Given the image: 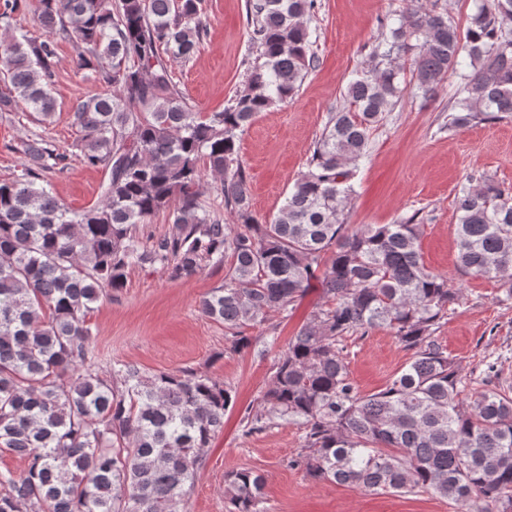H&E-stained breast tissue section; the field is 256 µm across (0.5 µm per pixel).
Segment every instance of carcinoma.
<instances>
[{
    "label": "carcinoma",
    "mask_w": 512,
    "mask_h": 512,
    "mask_svg": "<svg viewBox=\"0 0 512 512\" xmlns=\"http://www.w3.org/2000/svg\"><path fill=\"white\" fill-rule=\"evenodd\" d=\"M202 2L37 0L43 39L18 28L0 41V112L22 101L39 123L53 118L56 32L82 48L78 66L110 87L73 112L79 156L108 172L101 202L73 210L47 189L42 172L68 155L44 139L24 142L29 164L0 182V451L28 462L19 476L0 474V512H182L232 391L191 369H100L86 317L135 265L177 280L226 256L224 285L201 310L224 325L234 352L249 345L246 327L288 313L311 280L323 284V303L275 362L248 432L276 419L302 426V452L288 466L314 483L426 492L455 512H512V386L488 363L483 389L467 390L435 338L462 289L425 267L414 218L353 231L345 222L350 165L365 158L372 129L403 93L408 51L417 50L411 80L423 95L469 59L448 125L512 113V0H474L463 28L419 5L383 32L385 49L348 83V106L330 113L307 170L264 223L251 209L238 135L315 68L304 25L315 0H248L259 61L244 89L208 116L194 111L166 62L197 51ZM205 170L220 179L239 229L226 231L203 206ZM159 213L168 233L139 246L136 226ZM455 236L460 274L493 280L512 299V189L470 178L456 197ZM379 328L411 357L362 396L343 341ZM264 486L254 470L227 472L229 512H258Z\"/></svg>",
    "instance_id": "cac0c4a2"
}]
</instances>
